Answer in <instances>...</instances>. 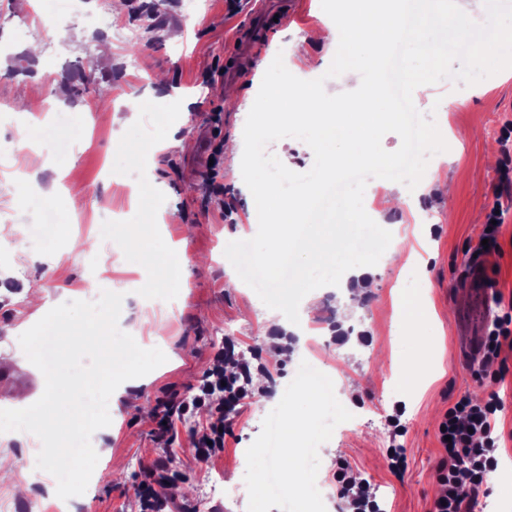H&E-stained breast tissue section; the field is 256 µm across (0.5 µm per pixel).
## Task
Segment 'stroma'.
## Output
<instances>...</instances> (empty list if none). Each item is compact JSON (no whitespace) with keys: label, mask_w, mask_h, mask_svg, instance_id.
<instances>
[{"label":"stroma","mask_w":512,"mask_h":512,"mask_svg":"<svg viewBox=\"0 0 512 512\" xmlns=\"http://www.w3.org/2000/svg\"><path fill=\"white\" fill-rule=\"evenodd\" d=\"M148 0H127L123 15L108 30L83 22L88 13H110L111 0H72L76 20L62 22L63 38L47 37L30 10L16 0H0V152L22 168L23 178L0 173V223L18 225L0 238V322H20L32 312L28 296L41 290L56 300L93 302L101 290L122 294L120 326L142 317L164 322L161 335L143 336L142 348H157L167 360L138 387L115 390L109 427L95 432L106 440L111 458L99 459L93 492L74 499L71 512H140L133 487L149 468L166 465L184 478L170 512H195L198 490L211 479L224 480V496L211 512H247L254 487L272 491L269 460L263 451L264 413L287 418L309 359L322 361L336 394L337 421H312L320 435L298 457L300 485L321 480L326 501L305 493L271 498L272 512H344L334 478L336 456L345 457L358 478L370 481L385 512H430L442 487L437 480L441 447L438 427L448 408L462 397L487 399L498 394L505 410L498 418L504 448L501 461L512 465V358L505 377L495 366L479 367L460 346L457 315L466 305L462 272L470 261L493 207L503 211L499 250L483 256L491 282L502 295V311L512 310V196L499 181L504 159L500 130L512 122V69L473 86L439 81L436 99L414 94L416 109L435 119L449 150L437 181L421 180L406 192L402 209L377 217L378 225L404 241L396 265L356 268L341 278L348 300L339 312L335 293L323 292L301 337L266 319V307L253 289L240 284L226 258L227 244L253 238L257 210L243 179H231L217 166L215 192L204 157L229 140H242L248 103L254 102L263 76L276 55L308 62L317 72L329 69L334 54L308 37L348 0H270L273 19L259 24L252 0L231 7L227 0H205L188 12L183 0H168L163 27L147 31L142 7ZM179 40H170L169 29ZM135 40H127V32ZM42 48L41 62L26 53ZM42 67L49 77L42 99L20 103L15 87ZM91 69L88 91L73 94L80 70ZM165 96L166 122L154 125L143 142L140 129L150 116L134 109L136 100ZM65 112L72 125L86 129L87 140L69 153L48 145H24L21 132L40 113L43 101ZM177 146H169V139ZM144 156L137 191H129L123 171L108 169L106 159L125 161L129 150ZM55 212L53 233L36 222L30 201L41 190ZM109 197V213L120 216L112 234L121 236L145 225L143 254H122L114 239L95 253H74V239L94 235L105 214L95 204ZM191 260L179 286L161 277L176 269L181 256ZM233 343L251 361L254 376L247 399L224 433V452L198 465L193 441L207 432V411L184 423L172 420L167 433L158 422L163 405L188 394L190 383L213 366L214 354ZM44 376L25 356L19 342L0 335V409L11 408L15 394L39 399ZM404 405L406 432L400 442L407 467L395 475L386 450L391 443L388 417ZM253 449L248 466L240 451Z\"/></svg>","instance_id":"obj_1"}]
</instances>
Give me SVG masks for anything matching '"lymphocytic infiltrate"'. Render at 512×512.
I'll list each match as a JSON object with an SVG mask.
<instances>
[{
  "mask_svg": "<svg viewBox=\"0 0 512 512\" xmlns=\"http://www.w3.org/2000/svg\"><path fill=\"white\" fill-rule=\"evenodd\" d=\"M250 374L248 363L242 362L236 372L224 375L215 371L202 377L194 386L191 400L169 406L170 413L186 415L190 409L207 408L212 422L208 432L197 443L195 458L209 463L224 451L222 429L234 418L236 408L248 391L244 385ZM504 409L498 395L482 402L460 399L445 413L441 425L446 435L441 444L438 481L442 492L435 499L431 512H474L477 497L500 459V436L496 423ZM336 483L344 497L349 498L352 512H382L376 491L368 481L356 479L344 458L336 460Z\"/></svg>",
  "mask_w": 512,
  "mask_h": 512,
  "instance_id": "1",
  "label": "lymphocytic infiltrate"
}]
</instances>
